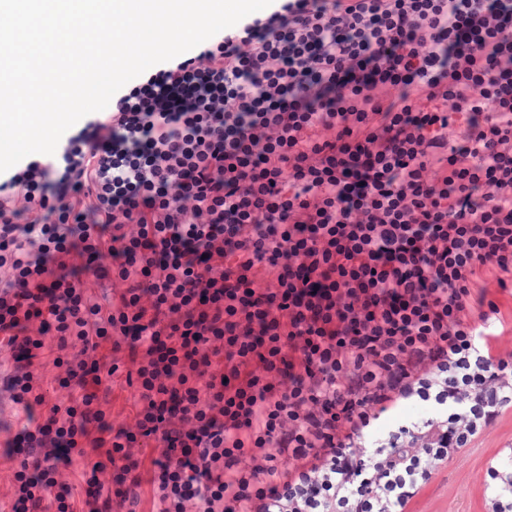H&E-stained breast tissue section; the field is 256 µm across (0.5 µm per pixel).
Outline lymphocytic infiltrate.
Returning a JSON list of instances; mask_svg holds the SVG:
<instances>
[{"label": "lymphocytic infiltrate", "instance_id": "1", "mask_svg": "<svg viewBox=\"0 0 512 512\" xmlns=\"http://www.w3.org/2000/svg\"><path fill=\"white\" fill-rule=\"evenodd\" d=\"M487 272L512 0H273L0 173L10 512H412L512 411Z\"/></svg>", "mask_w": 512, "mask_h": 512}]
</instances>
